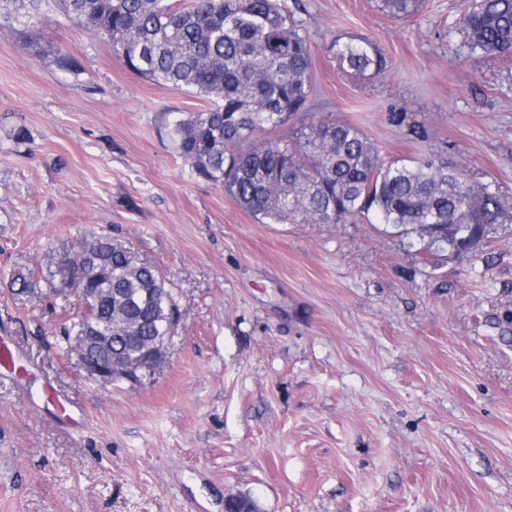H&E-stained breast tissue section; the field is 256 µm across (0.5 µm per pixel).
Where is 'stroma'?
<instances>
[{
    "label": "stroma",
    "mask_w": 512,
    "mask_h": 512,
    "mask_svg": "<svg viewBox=\"0 0 512 512\" xmlns=\"http://www.w3.org/2000/svg\"><path fill=\"white\" fill-rule=\"evenodd\" d=\"M468 4L287 0L324 118L392 160L422 151L388 120L409 113L512 201V59L469 55ZM351 38L386 70H343ZM211 105L62 13L36 47L0 27V512H224L239 493L259 512H512V223L434 266L377 224L260 223L166 137L168 113ZM94 236L155 264L183 312L135 382L67 350L77 307L50 274Z\"/></svg>",
    "instance_id": "35a3bbf8"
}]
</instances>
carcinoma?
<instances>
[{"instance_id": "obj_1", "label": "carcinoma", "mask_w": 512, "mask_h": 512, "mask_svg": "<svg viewBox=\"0 0 512 512\" xmlns=\"http://www.w3.org/2000/svg\"><path fill=\"white\" fill-rule=\"evenodd\" d=\"M396 18L418 11L420 0H380ZM60 11L109 39L134 73L203 94L205 112H171L165 130L174 152L195 176L219 184L265 224H382L416 239L424 262L438 255L426 228L445 232L477 251L494 224L512 221V204L462 167L427 154L384 160L357 127L318 118L312 48L282 0H0V26L28 34ZM470 54L512 57V0H470L461 18ZM347 71L379 74L385 61L365 38L336 43ZM59 70L76 74L66 53ZM290 148L271 137L291 118ZM409 139L426 142L427 127L406 112L388 114ZM104 264L87 287L100 292V311L88 322L112 337V354L132 358L141 345L125 338L111 310L142 318L140 335L159 336L168 318L169 284L151 265L133 266L121 249L99 238L88 243ZM432 263V262H430ZM437 266V263H432ZM143 288H163L148 304Z\"/></svg>"}]
</instances>
